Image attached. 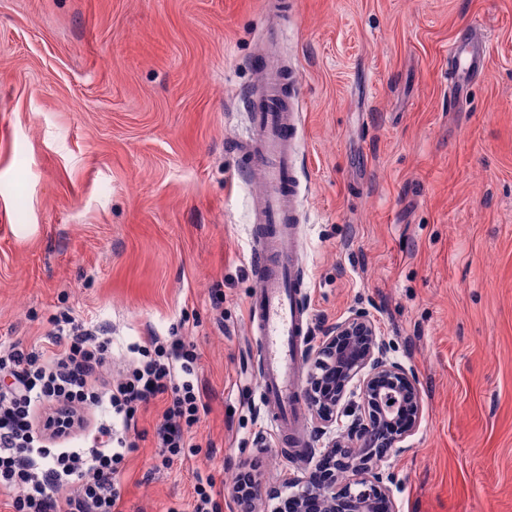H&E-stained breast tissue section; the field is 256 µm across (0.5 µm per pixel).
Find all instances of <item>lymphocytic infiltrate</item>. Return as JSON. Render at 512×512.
<instances>
[{
	"label": "lymphocytic infiltrate",
	"instance_id": "obj_1",
	"mask_svg": "<svg viewBox=\"0 0 512 512\" xmlns=\"http://www.w3.org/2000/svg\"><path fill=\"white\" fill-rule=\"evenodd\" d=\"M51 324L39 345L0 344V495L12 512H122L116 474L139 435L141 408L165 402L155 431L164 468L184 455L186 430L207 410L194 385L197 346L187 336L132 345L140 362L112 384L106 326L68 311ZM88 408L101 415L97 431L72 446Z\"/></svg>",
	"mask_w": 512,
	"mask_h": 512
}]
</instances>
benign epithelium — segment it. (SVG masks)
Instances as JSON below:
<instances>
[{
  "mask_svg": "<svg viewBox=\"0 0 512 512\" xmlns=\"http://www.w3.org/2000/svg\"><path fill=\"white\" fill-rule=\"evenodd\" d=\"M390 350L374 316L360 308L331 326L309 354L304 395L318 434L331 437L320 455L326 468L292 478L294 512H375L390 498L393 473L382 462L403 450L423 418L418 375L391 359ZM351 383L359 390L356 400L346 398ZM343 416L350 421L342 423ZM264 496L275 491L258 474L244 473L235 492L241 512H256Z\"/></svg>",
  "mask_w": 512,
  "mask_h": 512,
  "instance_id": "1",
  "label": "benign epithelium"
}]
</instances>
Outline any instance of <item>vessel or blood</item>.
Here are the masks:
<instances>
[{"label":"vessel or blood","mask_w":512,"mask_h":512,"mask_svg":"<svg viewBox=\"0 0 512 512\" xmlns=\"http://www.w3.org/2000/svg\"><path fill=\"white\" fill-rule=\"evenodd\" d=\"M281 29L269 25L255 63L256 81L245 95L249 130L233 150L247 162L262 192L253 201L250 262L257 289L248 304V324L258 338L259 394L272 408L271 428L281 444L302 448V339L308 332L305 286L299 244L300 182L296 142L301 126L299 80L279 53ZM487 38L472 28L465 39L448 44L451 100L463 94L460 78L488 64Z\"/></svg>","instance_id":"1"}]
</instances>
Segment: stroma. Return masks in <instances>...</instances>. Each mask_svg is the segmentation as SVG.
Segmentation results:
<instances>
[{"mask_svg": "<svg viewBox=\"0 0 512 512\" xmlns=\"http://www.w3.org/2000/svg\"><path fill=\"white\" fill-rule=\"evenodd\" d=\"M264 0H0V338L61 309L105 325L112 359L186 334L208 411L196 454L157 465L162 402L117 477L124 512H218L256 469L279 497L310 469L266 426L247 305L259 184L231 145ZM302 80L296 143L309 330L367 308L412 367L419 430L391 456L395 512H512V0H282ZM490 61L462 107L449 41ZM488 44L483 31L473 26L468 38L448 43V89L455 102L463 96L460 77L470 72H482L488 64ZM197 483L195 485V494L192 512H216V503L214 496L217 492L214 491V485L209 478L197 475Z\"/></svg>", "mask_w": 512, "mask_h": 512, "instance_id": "stroma-1", "label": "stroma"}]
</instances>
